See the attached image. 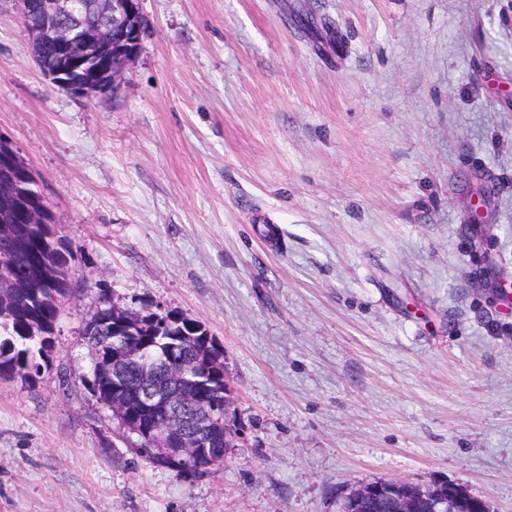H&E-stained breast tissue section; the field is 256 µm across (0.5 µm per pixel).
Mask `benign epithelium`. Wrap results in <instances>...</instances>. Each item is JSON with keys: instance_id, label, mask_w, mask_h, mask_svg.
<instances>
[{"instance_id": "obj_1", "label": "benign epithelium", "mask_w": 512, "mask_h": 512, "mask_svg": "<svg viewBox=\"0 0 512 512\" xmlns=\"http://www.w3.org/2000/svg\"><path fill=\"white\" fill-rule=\"evenodd\" d=\"M39 8L44 12L47 23L37 30H29L30 43L51 38L70 66L51 74L54 83L80 97L103 95L116 88L128 73L138 57L141 48L143 27L139 0H91L86 6L78 0H40ZM96 10L112 20V26L125 27L135 24V40L127 48L118 49L112 43L109 29L91 30L84 25L86 9ZM0 165L3 172L16 171L24 179L33 177V172L21 158L13 141L0 134ZM190 397L186 394L173 395L146 388L127 394L122 388L112 387V403L106 405L112 418L128 433L139 438L154 439L151 454L159 461L187 469L196 456V438L216 421L227 426L225 438L236 441L240 432L229 425L232 409L212 410L196 418L192 431L177 429L184 416ZM141 412L153 414V420L146 425L137 419ZM402 480H384L377 485L362 484L345 496V503L351 504L383 489L393 491L390 512H413L409 492L401 489ZM433 512H488L486 502L469 494L458 485H447L432 494Z\"/></svg>"}]
</instances>
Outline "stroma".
Segmentation results:
<instances>
[{"instance_id":"stroma-1","label":"stroma","mask_w":512,"mask_h":512,"mask_svg":"<svg viewBox=\"0 0 512 512\" xmlns=\"http://www.w3.org/2000/svg\"><path fill=\"white\" fill-rule=\"evenodd\" d=\"M122 85L77 97L0 0V134L84 290L0 380V512H336L459 484L512 512V0H141ZM201 322L241 432L194 479L91 396L97 294ZM4 173L16 171L23 175L24 180L33 178V172L27 163L21 158L13 141L0 134V167ZM411 484L412 483L402 480H383L377 485L362 484L350 491L342 500L346 499L344 504H351L369 495L380 493L381 491H384L383 488H386L391 491H399V494L388 493L391 497V512H414L411 499L409 498L410 492L404 491L400 488L403 485L410 486Z\"/></svg>"}]
</instances>
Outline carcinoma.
Listing matches in <instances>:
<instances>
[{
  "label": "carcinoma",
  "mask_w": 512,
  "mask_h": 512,
  "mask_svg": "<svg viewBox=\"0 0 512 512\" xmlns=\"http://www.w3.org/2000/svg\"><path fill=\"white\" fill-rule=\"evenodd\" d=\"M31 55L43 73L55 64L50 45L36 47ZM18 223L0 228V253L13 265H0V279L10 284L4 306H0V379L32 380L41 374L42 361L55 349V331L70 288L75 257L67 239L58 234L53 214L41 224ZM113 304L105 289L98 292L95 322L84 326V340L98 348L100 359L91 365L89 386L97 402L106 404L112 397V379L128 389L142 386L144 375L138 362L131 359L112 366L108 350L112 337L132 336L134 347L155 357L151 383L173 392L194 393L193 408L222 407L231 400V388L224 375V355L207 329L196 320L172 312L148 313L136 319L137 326L113 331ZM199 465L213 449H229L224 428L216 423L202 443Z\"/></svg>",
  "instance_id": "1"
}]
</instances>
